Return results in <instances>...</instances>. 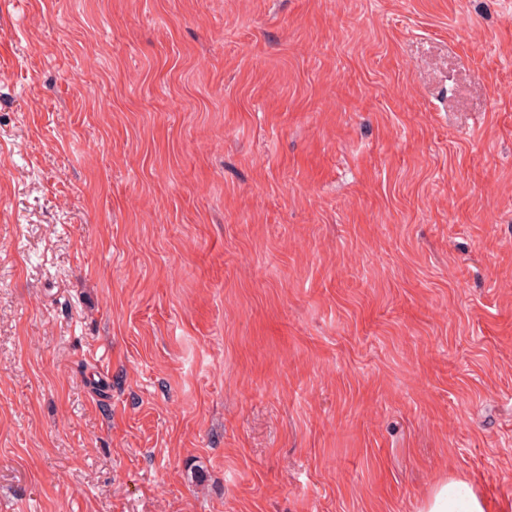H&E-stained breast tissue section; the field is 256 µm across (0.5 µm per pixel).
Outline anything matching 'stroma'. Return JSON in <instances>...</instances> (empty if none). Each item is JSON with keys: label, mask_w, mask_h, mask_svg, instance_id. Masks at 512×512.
Listing matches in <instances>:
<instances>
[{"label": "stroma", "mask_w": 512, "mask_h": 512, "mask_svg": "<svg viewBox=\"0 0 512 512\" xmlns=\"http://www.w3.org/2000/svg\"><path fill=\"white\" fill-rule=\"evenodd\" d=\"M512 506V0H0V512ZM485 504L468 482L448 478L434 488L423 512H486Z\"/></svg>", "instance_id": "stroma-1"}]
</instances>
